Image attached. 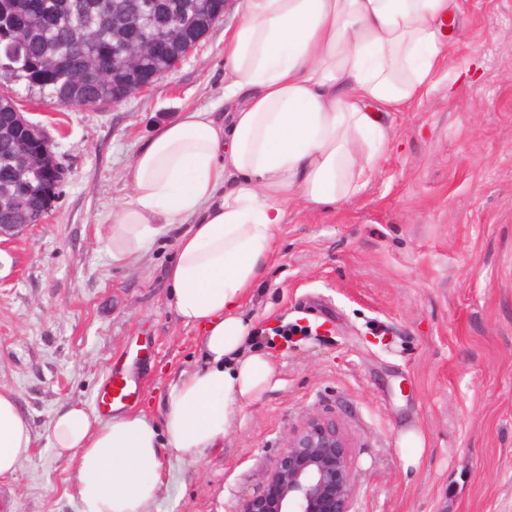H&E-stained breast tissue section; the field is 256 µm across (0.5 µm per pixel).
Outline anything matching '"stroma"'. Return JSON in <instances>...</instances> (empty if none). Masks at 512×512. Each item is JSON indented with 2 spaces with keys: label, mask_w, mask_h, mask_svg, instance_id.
<instances>
[{
  "label": "stroma",
  "mask_w": 512,
  "mask_h": 512,
  "mask_svg": "<svg viewBox=\"0 0 512 512\" xmlns=\"http://www.w3.org/2000/svg\"><path fill=\"white\" fill-rule=\"evenodd\" d=\"M457 35L421 98L391 112L365 189L329 212L289 210L243 307L277 382L203 461L177 459L159 512H236L265 489L288 436L311 416L354 441L353 512H512V0H458ZM236 0L174 69L118 105L58 110L5 83L55 145L67 176L45 223L0 242V390L35 436L0 512H76L73 471L48 425L60 401L93 405L113 372L130 409L160 416L200 336L168 302L163 237L112 264L103 217L156 126L224 98V35ZM426 436L404 471L398 432Z\"/></svg>",
  "instance_id": "35a3bbf8"
}]
</instances>
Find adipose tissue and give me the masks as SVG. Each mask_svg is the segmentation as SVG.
Masks as SVG:
<instances>
[{
    "label": "adipose tissue",
    "instance_id": "1",
    "mask_svg": "<svg viewBox=\"0 0 512 512\" xmlns=\"http://www.w3.org/2000/svg\"><path fill=\"white\" fill-rule=\"evenodd\" d=\"M224 40V108L159 126L126 174L103 245L140 261L175 234L167 269L176 316L199 328L204 364L181 370L160 419L108 417L63 401L49 444L72 466L77 512H159L171 459L223 447L244 408L275 381L240 310L261 280L288 210L324 212L359 194L388 145L382 113L407 109L441 66L455 0H241ZM29 422L0 392V481L32 452Z\"/></svg>",
    "mask_w": 512,
    "mask_h": 512
}]
</instances>
